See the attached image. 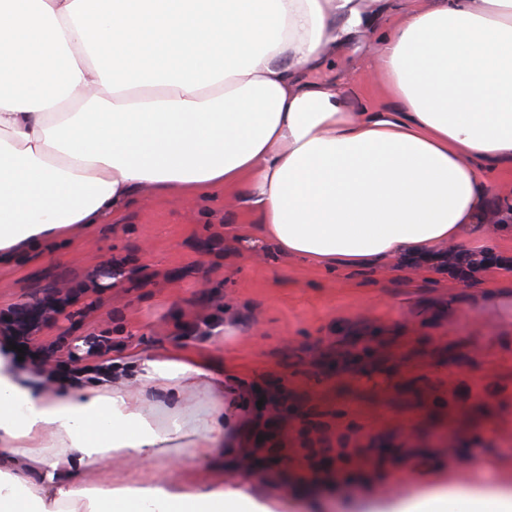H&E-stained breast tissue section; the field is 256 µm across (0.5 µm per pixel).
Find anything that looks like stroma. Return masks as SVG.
<instances>
[{"label": "stroma", "instance_id": "stroma-1", "mask_svg": "<svg viewBox=\"0 0 512 512\" xmlns=\"http://www.w3.org/2000/svg\"><path fill=\"white\" fill-rule=\"evenodd\" d=\"M325 79L372 96L382 78L337 51ZM465 245L376 268L328 271L258 241L235 197L143 190L112 224L73 226L29 255L0 258V308L78 273L97 293L71 302L47 343L82 345L108 329L112 360L177 355L219 372L236 401L240 441L221 466L179 451L164 462L188 482L241 488L269 512H411L434 493L512 485V272L462 280L440 263ZM224 305L222 331L192 340L180 315ZM481 449L487 467L475 466ZM364 486L347 493L349 478Z\"/></svg>", "mask_w": 512, "mask_h": 512}]
</instances>
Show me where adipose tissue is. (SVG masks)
<instances>
[{
    "mask_svg": "<svg viewBox=\"0 0 512 512\" xmlns=\"http://www.w3.org/2000/svg\"><path fill=\"white\" fill-rule=\"evenodd\" d=\"M366 30L384 98L368 107L312 78ZM509 165L512 0H0V255L146 187L221 188L281 254L372 268L475 233ZM133 373L51 391L0 353V512H264L163 467L170 449L222 455L223 382L163 355ZM115 455L141 472L113 480Z\"/></svg>",
    "mask_w": 512,
    "mask_h": 512,
    "instance_id": "ef3b65f1",
    "label": "adipose tissue"
}]
</instances>
